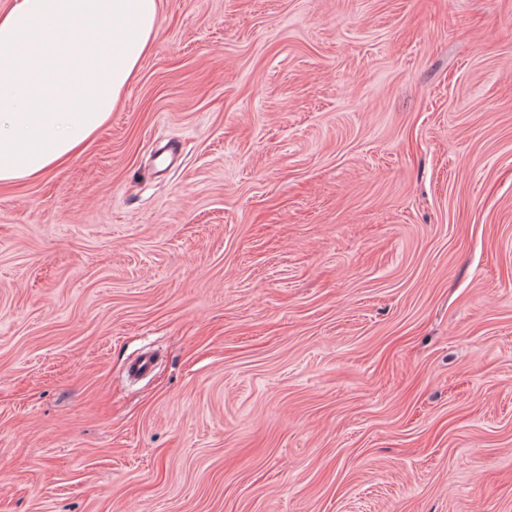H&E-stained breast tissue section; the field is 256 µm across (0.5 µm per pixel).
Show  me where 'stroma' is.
<instances>
[{"mask_svg":"<svg viewBox=\"0 0 512 512\" xmlns=\"http://www.w3.org/2000/svg\"><path fill=\"white\" fill-rule=\"evenodd\" d=\"M0 512H512V0H162L0 188Z\"/></svg>","mask_w":512,"mask_h":512,"instance_id":"35a3bbf8","label":"stroma"}]
</instances>
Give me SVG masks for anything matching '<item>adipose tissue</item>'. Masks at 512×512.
<instances>
[{
  "label": "adipose tissue",
  "instance_id": "obj_1",
  "mask_svg": "<svg viewBox=\"0 0 512 512\" xmlns=\"http://www.w3.org/2000/svg\"><path fill=\"white\" fill-rule=\"evenodd\" d=\"M160 5H0V184L49 174L106 126L155 43Z\"/></svg>",
  "mask_w": 512,
  "mask_h": 512
}]
</instances>
